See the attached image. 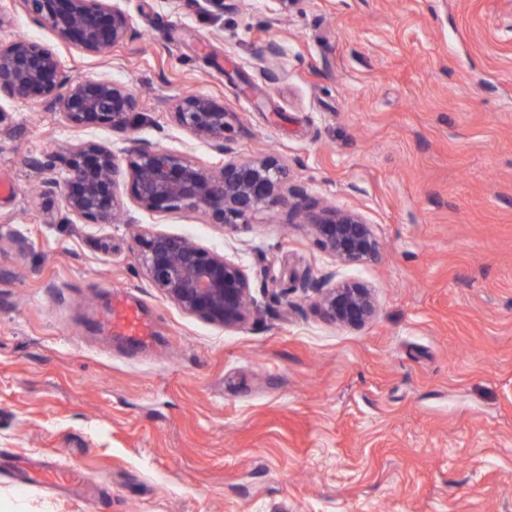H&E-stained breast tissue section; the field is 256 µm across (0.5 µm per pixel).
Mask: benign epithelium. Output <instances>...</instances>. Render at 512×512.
Returning <instances> with one entry per match:
<instances>
[{"label": "benign epithelium", "mask_w": 512, "mask_h": 512, "mask_svg": "<svg viewBox=\"0 0 512 512\" xmlns=\"http://www.w3.org/2000/svg\"><path fill=\"white\" fill-rule=\"evenodd\" d=\"M35 22L59 41L84 53L100 54L130 36L127 15L111 0H19ZM237 8V0H203V9L220 17ZM44 98L45 107L73 127L109 126L124 131L133 123L137 95L108 80L72 75L43 43L16 39L0 45V101ZM173 122L191 136L226 155L218 168L145 145L127 159L134 200L150 214L173 209L202 210L210 223L247 225L265 210L286 207L309 227L322 249L343 265H365L380 255L372 225L348 209L311 208L305 190L289 182L288 166L274 155L241 158L229 155L224 105L201 94H184L169 104ZM119 165L112 150L94 143L71 147L61 159L65 206L91 224H110L119 206ZM140 260L154 288L183 312L226 330L245 324L258 311L251 278L241 263L187 237L155 232L143 238ZM321 280L300 279L322 314L341 325L358 327L377 313L369 288L344 283L325 287Z\"/></svg>", "instance_id": "7a95c632"}]
</instances>
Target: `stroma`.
Masks as SVG:
<instances>
[{
    "mask_svg": "<svg viewBox=\"0 0 512 512\" xmlns=\"http://www.w3.org/2000/svg\"><path fill=\"white\" fill-rule=\"evenodd\" d=\"M133 35L74 50L0 0V43L53 48L141 99L134 129H75L42 98L0 103V459L80 473L84 495L0 468V512H512V0H116ZM279 47L269 66L259 58ZM228 113L233 154L273 153L311 207L359 212L383 244L345 266L286 211L235 230L199 211L71 214L49 158L150 144L216 168L169 101ZM242 260L259 311L235 330L182 312L142 235ZM371 288L361 327L326 321L300 276ZM150 342L111 333L114 298Z\"/></svg>",
    "mask_w": 512,
    "mask_h": 512,
    "instance_id": "obj_1",
    "label": "stroma"
}]
</instances>
